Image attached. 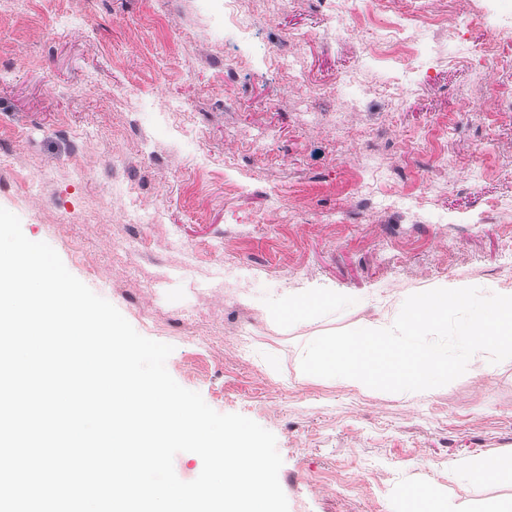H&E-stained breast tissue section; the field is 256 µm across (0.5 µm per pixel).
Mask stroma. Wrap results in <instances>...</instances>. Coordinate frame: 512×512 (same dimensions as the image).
Returning <instances> with one entry per match:
<instances>
[{"instance_id": "obj_1", "label": "stroma", "mask_w": 512, "mask_h": 512, "mask_svg": "<svg viewBox=\"0 0 512 512\" xmlns=\"http://www.w3.org/2000/svg\"><path fill=\"white\" fill-rule=\"evenodd\" d=\"M445 7L454 36L398 59L324 36L322 0H250L244 31L225 27L224 0H0V207L172 345L178 384L275 435L289 512H407L423 487L440 512L512 497V482L458 474L512 459V359L481 352L449 384L403 393L301 370L310 341L392 323L412 294L512 292V82L480 54L493 34L512 57V0H409ZM298 31L312 35L302 85L274 63ZM134 204L162 223H125ZM135 234L151 248L122 250ZM228 263L240 286L215 288ZM331 295L347 306L281 308Z\"/></svg>"}]
</instances>
